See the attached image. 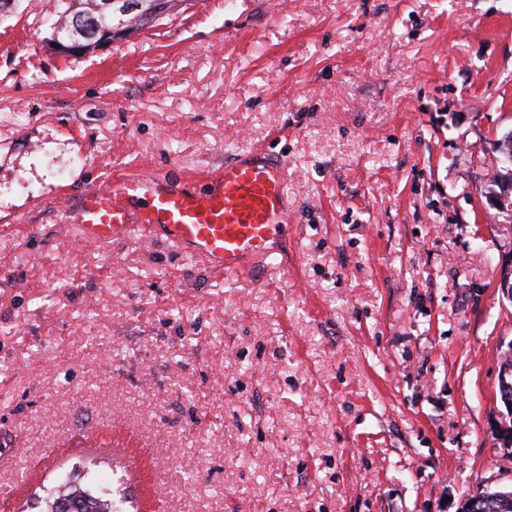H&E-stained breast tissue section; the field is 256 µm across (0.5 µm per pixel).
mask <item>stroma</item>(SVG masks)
<instances>
[{
  "label": "stroma",
  "mask_w": 512,
  "mask_h": 512,
  "mask_svg": "<svg viewBox=\"0 0 512 512\" xmlns=\"http://www.w3.org/2000/svg\"><path fill=\"white\" fill-rule=\"evenodd\" d=\"M0 13V512L107 481L125 512H461L512 489V0H177L51 47ZM288 167L275 261L217 271L59 198ZM67 34L69 35V39L66 38ZM113 34L114 31L112 28L99 32L95 19L91 18L89 14L77 13L68 19L67 32L60 38L55 37L54 41H52V45H60V48H54L60 55H82L91 48H95V51H97L111 45ZM89 37L97 40V43L87 48H81L79 43H83L85 39Z\"/></svg>",
  "instance_id": "35a3bbf8"
}]
</instances>
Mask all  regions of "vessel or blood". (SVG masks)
<instances>
[{
  "instance_id": "b4317fda",
  "label": "vessel or blood",
  "mask_w": 512,
  "mask_h": 512,
  "mask_svg": "<svg viewBox=\"0 0 512 512\" xmlns=\"http://www.w3.org/2000/svg\"><path fill=\"white\" fill-rule=\"evenodd\" d=\"M287 171L268 154L246 152L225 162L205 186L181 187L156 176H116L106 189L63 206L65 223L99 243L135 229L164 234L186 255L215 270L267 259L288 207Z\"/></svg>"
}]
</instances>
